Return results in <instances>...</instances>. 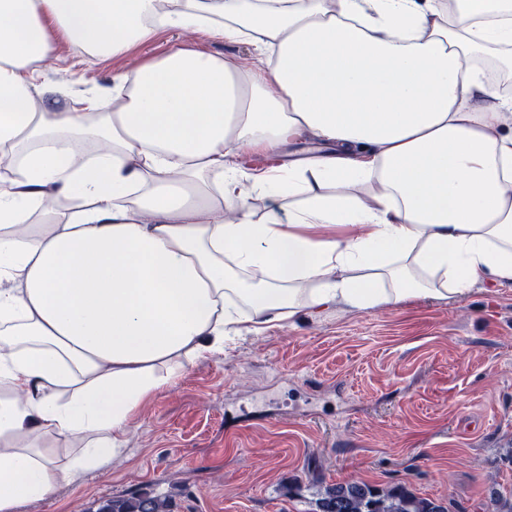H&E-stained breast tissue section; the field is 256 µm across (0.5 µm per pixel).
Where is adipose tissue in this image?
Listing matches in <instances>:
<instances>
[{"label":"adipose tissue","instance_id":"obj_1","mask_svg":"<svg viewBox=\"0 0 512 512\" xmlns=\"http://www.w3.org/2000/svg\"><path fill=\"white\" fill-rule=\"evenodd\" d=\"M463 2L0 0V512L121 457L141 404L242 323L512 286V98L475 64L512 73V10ZM169 29L81 111L35 80L68 47L92 64ZM310 132L304 159L233 164ZM43 436L81 448L60 464ZM194 45L204 51L218 53L225 57L239 60L243 54L253 59V65L256 63V54L253 45L244 42H224L213 38L207 30H200L187 36Z\"/></svg>","mask_w":512,"mask_h":512}]
</instances>
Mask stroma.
<instances>
[{
  "instance_id": "stroma-1",
  "label": "stroma",
  "mask_w": 512,
  "mask_h": 512,
  "mask_svg": "<svg viewBox=\"0 0 512 512\" xmlns=\"http://www.w3.org/2000/svg\"><path fill=\"white\" fill-rule=\"evenodd\" d=\"M174 39L161 32L90 68L67 50L40 78L76 102ZM127 446L18 512H97L132 492L167 495L171 512H315L326 487L347 481L488 512L492 491L512 492V288L481 281L454 300L368 311L340 300L243 331L144 401Z\"/></svg>"
}]
</instances>
